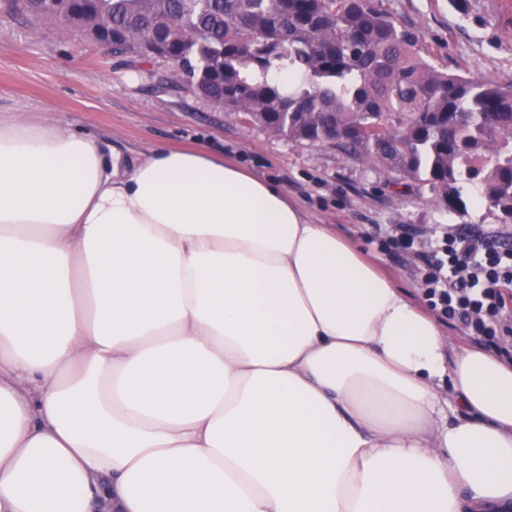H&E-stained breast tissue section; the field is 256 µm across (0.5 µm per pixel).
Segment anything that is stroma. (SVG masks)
Returning a JSON list of instances; mask_svg holds the SVG:
<instances>
[{
	"label": "stroma",
	"mask_w": 512,
	"mask_h": 512,
	"mask_svg": "<svg viewBox=\"0 0 512 512\" xmlns=\"http://www.w3.org/2000/svg\"><path fill=\"white\" fill-rule=\"evenodd\" d=\"M419 34L439 68L512 81V0H383ZM170 64L119 56L58 25L38 23L0 0V113L50 112L95 136L104 154L133 162L153 148L205 145L225 162L274 181L316 224L329 225L413 297L422 283L408 258L385 248L377 226L400 225L425 239L478 229L512 238L485 207L449 214L425 189L366 168L327 146L295 142L216 109L166 82Z\"/></svg>",
	"instance_id": "stroma-1"
}]
</instances>
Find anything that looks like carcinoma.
Returning <instances> with one entry per match:
<instances>
[{
    "mask_svg": "<svg viewBox=\"0 0 512 512\" xmlns=\"http://www.w3.org/2000/svg\"><path fill=\"white\" fill-rule=\"evenodd\" d=\"M36 21L112 30V52L291 141L335 147L465 216L462 181L512 223V83L445 71L378 0H12ZM288 71V87L268 80Z\"/></svg>",
    "mask_w": 512,
    "mask_h": 512,
    "instance_id": "cac0c4a2",
    "label": "carcinoma"
}]
</instances>
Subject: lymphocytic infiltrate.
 <instances>
[{"label": "lymphocytic infiltrate", "instance_id": "f902f5d3", "mask_svg": "<svg viewBox=\"0 0 512 512\" xmlns=\"http://www.w3.org/2000/svg\"><path fill=\"white\" fill-rule=\"evenodd\" d=\"M388 247L419 260L428 307L459 322L468 335L512 363V244L467 230L444 235L429 251L414 233L395 228L384 234Z\"/></svg>", "mask_w": 512, "mask_h": 512}]
</instances>
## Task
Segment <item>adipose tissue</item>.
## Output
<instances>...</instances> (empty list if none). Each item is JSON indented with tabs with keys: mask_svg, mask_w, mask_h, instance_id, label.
<instances>
[{
	"mask_svg": "<svg viewBox=\"0 0 512 512\" xmlns=\"http://www.w3.org/2000/svg\"><path fill=\"white\" fill-rule=\"evenodd\" d=\"M512 367L272 181L0 115V512H505Z\"/></svg>",
	"mask_w": 512,
	"mask_h": 512,
	"instance_id": "obj_1",
	"label": "adipose tissue"
}]
</instances>
